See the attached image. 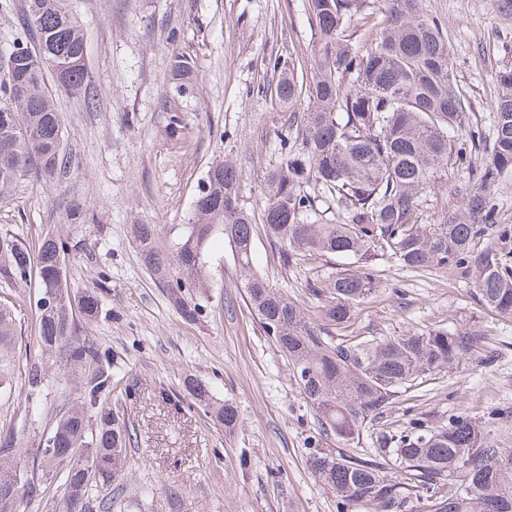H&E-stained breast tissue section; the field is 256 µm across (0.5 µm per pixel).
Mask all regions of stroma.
Masks as SVG:
<instances>
[{
	"mask_svg": "<svg viewBox=\"0 0 512 512\" xmlns=\"http://www.w3.org/2000/svg\"><path fill=\"white\" fill-rule=\"evenodd\" d=\"M86 34L92 104L62 95V146L79 166L48 182L21 177L0 198V231L37 249L54 231L79 247L67 259L72 288H99L104 307L77 332L112 350L138 394L124 406L138 442L129 493H154V512H167L166 493L180 494L183 512H336V499L305 464L315 413L287 360L252 315L243 275L231 248L213 245L205 311L184 321L138 260L134 224H155L169 238L186 223L208 169L229 160L239 168V202L254 216L265 205V176L278 162L289 111L266 95L269 60L308 67L313 27L304 0H68ZM422 11L448 30L451 60L484 128L493 119L494 76L512 69V8L495 0H421ZM191 57L195 84L178 95L169 76L174 56ZM463 167L432 176L419 223L441 224L460 212ZM81 199L84 223L68 205ZM257 270L271 284L316 308L305 284L344 266L340 257L283 265L278 246L257 229ZM379 286L358 307L345 333L393 336L409 330L467 328L481 334L480 351L453 370L427 376L419 392L399 397L381 427L400 428L415 414L431 426L449 415L481 421L497 414L491 438L512 448V318L481 307L473 278L427 274L393 262L378 267ZM35 286L0 280L22 331L10 399H0V433L28 409V373L37 355V324L29 303ZM209 385L236 406L240 425L225 433L203 410L174 404L185 375Z\"/></svg>",
	"mask_w": 512,
	"mask_h": 512,
	"instance_id": "obj_1",
	"label": "stroma"
}]
</instances>
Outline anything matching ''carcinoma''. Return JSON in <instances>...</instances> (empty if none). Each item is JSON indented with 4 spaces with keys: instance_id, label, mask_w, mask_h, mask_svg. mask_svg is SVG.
<instances>
[{
    "instance_id": "carcinoma-1",
    "label": "carcinoma",
    "mask_w": 512,
    "mask_h": 512,
    "mask_svg": "<svg viewBox=\"0 0 512 512\" xmlns=\"http://www.w3.org/2000/svg\"><path fill=\"white\" fill-rule=\"evenodd\" d=\"M385 2L381 12L366 0H306L314 29L310 69L279 58L270 65L274 77L265 93L283 106L304 96L307 108L289 114L278 164L267 174L264 230L289 267L313 255L355 264L307 282V293L320 302L317 316L254 269L253 218L239 204L240 172L230 163L208 170L172 247L159 244L155 224H132L130 233L141 265L188 321L203 313L193 294L209 287V241L221 236L230 245L250 307L316 412L306 465L335 494L336 512H406L413 498L425 499L428 512H512V450L490 439L495 416L484 429L466 415H452L434 430L421 418L403 429H371L398 394L475 352L477 334L444 328L361 339L337 334L378 287L380 259L420 272H472L478 303L512 318L508 231L501 230L500 244L484 242L498 217L491 187L512 170V70L496 75L488 133L470 123L471 104L441 23L420 10L419 0ZM19 26L0 57L1 198L31 171L48 179L71 171L73 160L61 151L56 96L94 98L85 34L67 0H27ZM170 73L176 93H190L193 60L174 57ZM455 129L464 140L449 135ZM451 160L467 166L474 183L463 197L464 215L422 225V192ZM323 204L344 220L327 219ZM73 250L71 238L53 232L35 253L0 232V278L12 285L37 281L40 356L65 375L55 386L56 422L33 452L22 450L20 434L35 415L0 435V512H33L50 493L54 512H116L120 504L151 512L153 501L130 496L124 483L135 440L125 413L109 403L119 383L117 359L93 337L76 334L77 315L96 318L102 293L71 294L66 260ZM16 335L10 307L0 304V399L11 397ZM136 386L126 379L117 389L121 399H132ZM47 388L42 369L31 366L28 403L39 405ZM182 391L179 401L204 408L227 430L236 427V408L215 401L202 380L186 376ZM365 431L371 448L361 450ZM331 437L336 447H323ZM392 462L403 472L386 471Z\"/></svg>"
}]
</instances>
